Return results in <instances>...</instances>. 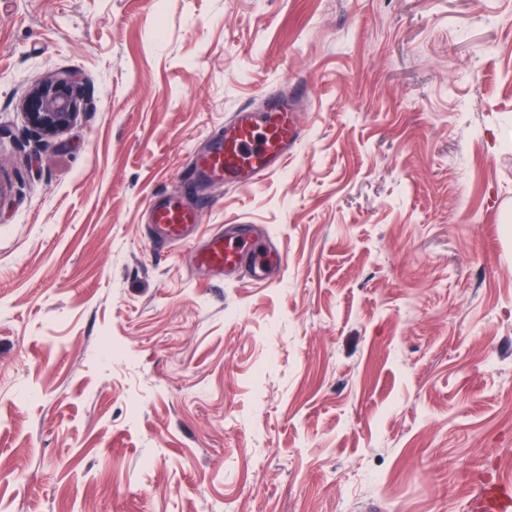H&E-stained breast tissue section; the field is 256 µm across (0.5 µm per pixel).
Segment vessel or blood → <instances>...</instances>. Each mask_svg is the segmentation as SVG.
Here are the masks:
<instances>
[{"label":"vessel or blood","mask_w":512,"mask_h":512,"mask_svg":"<svg viewBox=\"0 0 512 512\" xmlns=\"http://www.w3.org/2000/svg\"><path fill=\"white\" fill-rule=\"evenodd\" d=\"M263 114L236 112L216 134L209 153L197 159L193 171L230 188H249L282 170L294 148L305 136L297 102L291 94L273 91ZM196 207L169 199L152 204V230L159 244H190L189 230L198 221ZM198 272L248 273L250 280L267 279L270 269L281 267L283 255L275 245L257 251L249 230L242 224L226 225L222 234L194 249ZM471 512H512V481H485Z\"/></svg>","instance_id":"obj_1"}]
</instances>
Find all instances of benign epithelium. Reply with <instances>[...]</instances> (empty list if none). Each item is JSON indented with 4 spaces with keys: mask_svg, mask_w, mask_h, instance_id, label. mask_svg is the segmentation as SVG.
<instances>
[{
    "mask_svg": "<svg viewBox=\"0 0 512 512\" xmlns=\"http://www.w3.org/2000/svg\"><path fill=\"white\" fill-rule=\"evenodd\" d=\"M28 123L44 135L63 133L83 107L73 73L62 72L38 83L23 101Z\"/></svg>",
    "mask_w": 512,
    "mask_h": 512,
    "instance_id": "obj_1",
    "label": "benign epithelium"
}]
</instances>
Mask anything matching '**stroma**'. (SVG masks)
<instances>
[{
    "mask_svg": "<svg viewBox=\"0 0 512 512\" xmlns=\"http://www.w3.org/2000/svg\"><path fill=\"white\" fill-rule=\"evenodd\" d=\"M74 74L62 134L24 99ZM301 86L250 189L192 184ZM0 512H469L512 480V0H0ZM251 224L255 285L157 250ZM262 115L236 112L214 138L209 153L197 159L192 174L204 175L230 188H249L285 167L306 128L290 93L270 91ZM199 217L195 206L175 200L157 199L152 203V230L157 242L166 246L192 245L189 230Z\"/></svg>",
    "mask_w": 512,
    "mask_h": 512,
    "instance_id": "35a3bbf8",
    "label": "stroma"
}]
</instances>
